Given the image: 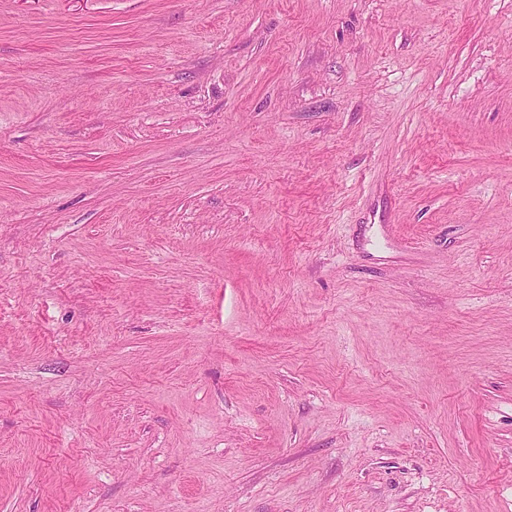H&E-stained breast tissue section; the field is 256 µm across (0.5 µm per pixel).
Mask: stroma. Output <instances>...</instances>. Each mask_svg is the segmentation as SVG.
Returning <instances> with one entry per match:
<instances>
[{"label": "stroma", "instance_id": "1", "mask_svg": "<svg viewBox=\"0 0 512 512\" xmlns=\"http://www.w3.org/2000/svg\"><path fill=\"white\" fill-rule=\"evenodd\" d=\"M0 512H512V0H0Z\"/></svg>", "mask_w": 512, "mask_h": 512}]
</instances>
